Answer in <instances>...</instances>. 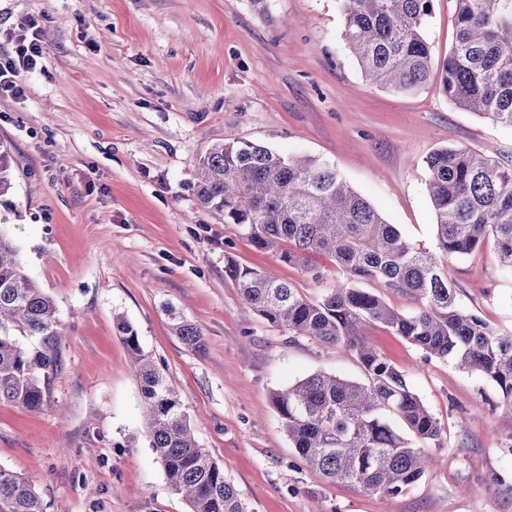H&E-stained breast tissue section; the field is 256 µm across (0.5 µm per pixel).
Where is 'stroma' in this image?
<instances>
[{"label": "stroma", "mask_w": 512, "mask_h": 512, "mask_svg": "<svg viewBox=\"0 0 512 512\" xmlns=\"http://www.w3.org/2000/svg\"><path fill=\"white\" fill-rule=\"evenodd\" d=\"M33 20L44 57L20 97L0 96L15 207L0 209V232L54 299L66 340L48 406L0 403V466L34 484L47 512H188L149 446L121 315L248 512H512V413L493 382L424 360L377 325L366 342L441 424L440 441L423 445L438 466L389 500L305 467L273 392L362 370L248 311L224 265L273 273L312 299L340 275L317 284L255 251L195 192L201 153L247 139L328 163L431 249L425 158L466 146L511 164L512 129L455 107L434 81L413 95L370 85L342 36L341 0H0V57ZM426 35L442 62L456 35L450 0H433ZM448 276L464 306L512 333V275L494 239L452 259ZM172 309L201 329L202 349L175 335Z\"/></svg>", "instance_id": "obj_1"}]
</instances>
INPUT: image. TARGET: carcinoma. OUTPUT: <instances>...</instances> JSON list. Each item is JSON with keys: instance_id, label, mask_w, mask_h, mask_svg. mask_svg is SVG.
Masks as SVG:
<instances>
[{"instance_id": "obj_1", "label": "carcinoma", "mask_w": 512, "mask_h": 512, "mask_svg": "<svg viewBox=\"0 0 512 512\" xmlns=\"http://www.w3.org/2000/svg\"><path fill=\"white\" fill-rule=\"evenodd\" d=\"M343 37L366 78L413 94L433 76L425 29L432 0H342ZM456 40L441 65V88L458 108L512 128V0H453ZM436 215V247L402 236L336 169L311 158L282 156L247 140L212 144L198 160L199 205L235 224L253 246L318 282L323 258L342 278L320 299L302 295L265 272L228 262L224 276L245 304L290 338L315 339L357 357L365 381L314 373L273 393L272 404L300 458L331 483L396 497L436 459L417 441H437L441 425L405 375L362 335L378 324L422 352L451 361L495 385L512 409V334H504L458 301L448 262L495 240L512 274V166L467 147H443L426 158ZM11 156L0 149V204H10ZM390 293L415 303L399 310ZM116 329L133 355L147 410L149 447L170 491L188 512H247L224 469L201 448L174 388L140 347L131 323ZM173 330L200 350L192 322ZM62 323L52 297L32 281L12 240L0 233V403L38 411L62 370ZM0 512H46L23 476L0 466Z\"/></svg>"}]
</instances>
